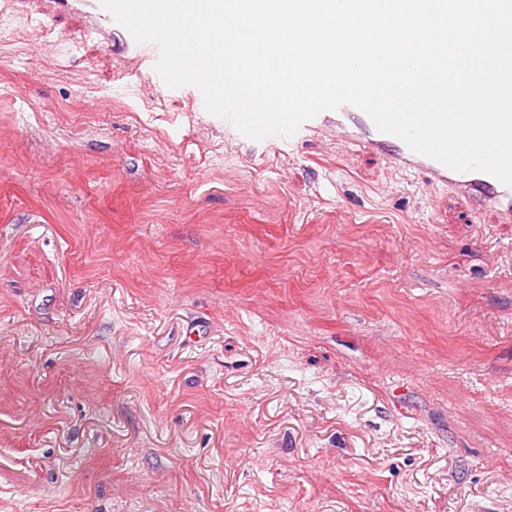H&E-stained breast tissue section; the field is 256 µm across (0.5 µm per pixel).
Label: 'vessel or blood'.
Here are the masks:
<instances>
[{
    "label": "vessel or blood",
    "instance_id": "b4317fda",
    "mask_svg": "<svg viewBox=\"0 0 512 512\" xmlns=\"http://www.w3.org/2000/svg\"><path fill=\"white\" fill-rule=\"evenodd\" d=\"M22 6L27 18L37 27H48L52 19L68 14L84 17V32L103 42L120 32L122 48H133L138 67L154 70L160 50L156 43L137 42L129 32L119 31L117 23L102 7L100 0H44L43 9L31 7L29 0H11ZM301 132H318L337 141L352 143L379 155L394 168L425 174L433 187L445 188L469 204L474 212L489 209L499 223L512 224V186L480 171L459 172L409 148L401 139L377 130L371 118L359 108L345 105L320 113L300 126Z\"/></svg>",
    "mask_w": 512,
    "mask_h": 512
}]
</instances>
